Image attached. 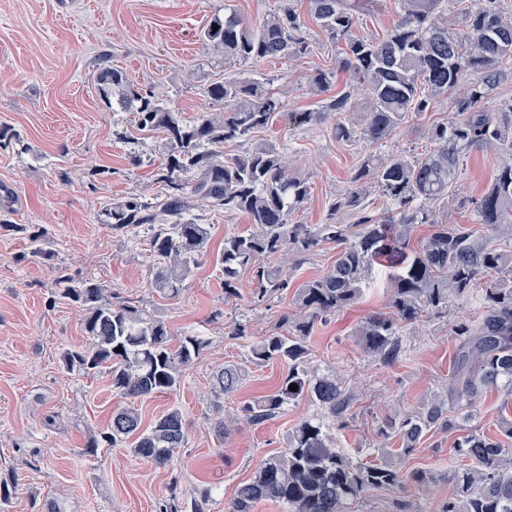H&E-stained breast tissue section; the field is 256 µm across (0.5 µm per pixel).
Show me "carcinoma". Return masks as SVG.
<instances>
[{
    "label": "carcinoma",
    "instance_id": "1",
    "mask_svg": "<svg viewBox=\"0 0 512 512\" xmlns=\"http://www.w3.org/2000/svg\"><path fill=\"white\" fill-rule=\"evenodd\" d=\"M444 0H398L400 18L381 38L352 37L358 20L355 0H310V11L329 39L342 42L336 70L345 73V87L326 100L320 112L296 115L302 125L336 118V141L361 138L382 143L452 98L454 116L428 129L431 151L424 155L396 154L363 162L351 177L353 189L338 198L323 224H290L288 217L310 195L308 179L290 169L288 156L260 143L241 154L224 156V145L247 139L266 128L282 103L263 83L235 78L211 83L207 97L214 109L187 119L181 112L134 87L119 70L98 58L97 83L104 97L136 112L138 130L163 136L167 163L158 177L163 192L148 203L136 195L103 210V223L118 234L150 232L156 260L149 287L164 299H174L206 252L210 225L198 223L191 212L201 206L227 215L247 217L250 229L224 238L216 266L224 275V297L238 295L240 277L254 285L253 303L295 289L300 316L281 318L284 331L249 341L246 361L252 365L278 362L286 367L277 390L242 407L250 423L272 420L292 401L306 397L320 415L297 423L286 447L263 458L253 475L240 482L227 512H252L261 501L279 503L286 512H347L348 505L370 492L399 487L410 480L430 482L424 470L405 473L389 463L363 462L336 446L330 421L344 417L350 396L336 372L311 365L307 338L317 323L358 303L377 266L390 269L387 313L358 323L352 332L363 351L386 362L404 352L403 328L434 314L448 313L453 303L470 299L479 281L487 280L483 305L474 320L455 328L458 342L448 374L446 393L434 394L416 410L403 413L381 429L396 438L406 455L421 446L433 429H461L449 408L465 419L475 416V404L487 390H501L498 433L471 431L460 435L454 448L463 464L453 476V490L442 512H512V103L498 112L483 107L499 86L512 81V10L501 0H473L448 18ZM304 20L287 5L252 27L235 14L214 18L203 40L224 50L227 59L261 61L300 56L307 52ZM364 85L368 100L357 111L351 84ZM495 147L499 159L493 181L472 200L475 221L488 229L451 224L439 217L437 206L455 196V178L462 158L473 149ZM386 199L380 214L367 212V185ZM343 211L351 224L336 222ZM427 235L414 238L419 226ZM324 242L339 247L336 260L320 276L294 283L293 273ZM62 294L85 311L88 342L63 351L68 372L84 375L104 371L112 393L121 403L112 411L106 430L88 441L86 452L125 444L137 434L129 451L156 465H165L174 451L185 447L183 414L173 405L139 431L138 402L177 392L182 368L208 346L199 333L174 337L169 325L130 299L92 278L59 277ZM246 376L243 364H228L213 376L215 397L239 390ZM298 390H289L291 384ZM208 491L191 490L177 504L158 502V512H207Z\"/></svg>",
    "mask_w": 512,
    "mask_h": 512
}]
</instances>
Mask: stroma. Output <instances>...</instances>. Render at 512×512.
Here are the masks:
<instances>
[{"label":"stroma","mask_w":512,"mask_h":512,"mask_svg":"<svg viewBox=\"0 0 512 512\" xmlns=\"http://www.w3.org/2000/svg\"><path fill=\"white\" fill-rule=\"evenodd\" d=\"M288 1L308 9V0H0V479L20 483L9 512H39L48 497L58 500L61 512H156L162 497L187 494L195 485L211 490L209 512H225L237 484L261 459L284 448L292 427L317 414V406L302 398L267 422L240 419L244 403L281 383L285 369L277 363L249 367L235 395L219 400L212 393L214 374L244 360L246 341L233 336L235 322L262 337L277 330L283 314L297 312L289 295L254 306L246 276L238 297L225 298L215 259L226 236L249 229L245 216L201 211L211 238L175 300L147 286L154 266L148 231L122 236L101 221L102 210L122 197L155 201L165 164L160 137L137 130L134 113L101 96L96 63L104 53L136 87L151 88L188 117L209 110L212 82L235 76L263 82L283 107L265 130L229 151L266 142L287 153L311 185L308 201L289 217L293 224L324 223L369 155L428 154L425 131L448 119L447 102L379 145L336 141L327 123L298 124L296 113L323 104V93L311 82L316 70L334 72L333 88L345 82L336 71V48L314 19L306 21L309 49L299 58L229 61L202 40L215 16L234 13L256 24ZM396 19L393 0H366L354 33L377 37ZM496 163L491 150L466 155L449 222L474 223L467 201L487 189ZM63 273L93 278L139 300L175 333L208 336V347L184 368L177 393L139 404L147 424L171 405L183 412L187 444L168 464L133 457L124 446L85 454L89 437L105 430L119 400L107 373L87 376L62 366V352L86 341L84 311L59 292ZM387 283L385 271L374 270L359 303L317 324L308 339L314 365L335 369L352 399L335 433L339 445L379 463L389 459L378 447L379 429L447 388L454 328L478 310L476 303H463L406 326L405 355L386 364L364 353L352 330L386 311ZM49 415L58 428L44 426ZM219 415L238 418L221 440L211 430ZM455 439L439 430L398 458L402 470L433 473L427 488L408 481L374 491L351 504L350 512H399L403 505L409 512H439L460 463Z\"/></svg>","instance_id":"35a3bbf8"}]
</instances>
